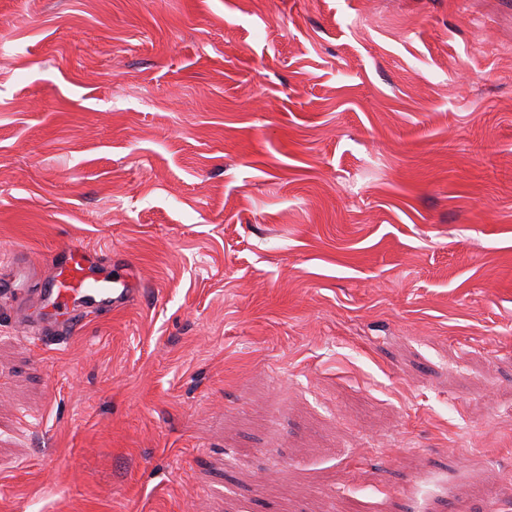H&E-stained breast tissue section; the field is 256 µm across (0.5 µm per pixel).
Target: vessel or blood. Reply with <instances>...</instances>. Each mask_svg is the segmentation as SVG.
I'll list each match as a JSON object with an SVG mask.
<instances>
[{"label": "vessel or blood", "instance_id": "obj_1", "mask_svg": "<svg viewBox=\"0 0 512 512\" xmlns=\"http://www.w3.org/2000/svg\"><path fill=\"white\" fill-rule=\"evenodd\" d=\"M11 275L1 294L9 297V306L0 315L18 319L22 310L34 305L55 315V322L34 325L43 337L70 336L79 331L88 316L126 310L138 295L132 267L122 255H113L101 272H94L87 254L69 246L55 254L51 272L34 278L29 254L16 246L10 255Z\"/></svg>", "mask_w": 512, "mask_h": 512}]
</instances>
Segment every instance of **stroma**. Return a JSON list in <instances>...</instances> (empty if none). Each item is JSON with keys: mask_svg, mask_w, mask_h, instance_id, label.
Returning a JSON list of instances; mask_svg holds the SVG:
<instances>
[{"mask_svg": "<svg viewBox=\"0 0 512 512\" xmlns=\"http://www.w3.org/2000/svg\"><path fill=\"white\" fill-rule=\"evenodd\" d=\"M0 512H512V0H0ZM92 264L80 247L69 246L52 258L50 274L34 279L29 253L24 246H16L10 255L11 277L5 280L7 288L2 289L11 303L2 308L1 315L19 320L20 312L33 304L61 319L33 325L29 332L32 336L26 337L64 339L79 331L90 313L126 310L141 290L136 288L129 261L115 254L99 273L94 272ZM25 283L29 288H23Z\"/></svg>", "mask_w": 512, "mask_h": 512, "instance_id": "1", "label": "stroma"}]
</instances>
